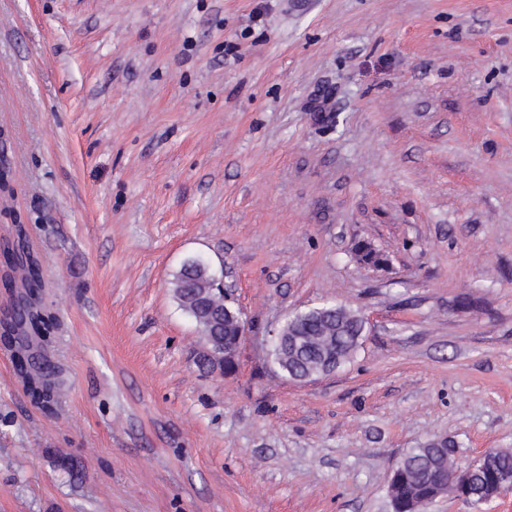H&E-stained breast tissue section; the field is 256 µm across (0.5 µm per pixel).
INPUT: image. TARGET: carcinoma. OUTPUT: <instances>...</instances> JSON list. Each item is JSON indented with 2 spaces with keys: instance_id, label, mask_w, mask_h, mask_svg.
Returning <instances> with one entry per match:
<instances>
[{
  "instance_id": "1",
  "label": "carcinoma",
  "mask_w": 512,
  "mask_h": 512,
  "mask_svg": "<svg viewBox=\"0 0 512 512\" xmlns=\"http://www.w3.org/2000/svg\"><path fill=\"white\" fill-rule=\"evenodd\" d=\"M19 264L26 273V292L19 294L10 316L0 322V344L15 351L17 365L26 381V391L31 400L41 408L51 411L57 398L55 385L49 380V366L23 357L29 348L26 333L38 334L42 341L53 328L52 316L35 306L41 288V265L36 256L25 246ZM173 291L179 307L194 320L203 340L221 339L230 344L236 339L237 327L227 318L214 320L216 312L224 313V294L220 281L208 269L193 262H185L175 274ZM304 350L300 353L283 344L273 349L271 358L286 376L310 375L317 378L331 368H341L351 362L360 347L363 336V316L343 305L328 303L318 315L294 318L293 325L285 330V337L294 339ZM453 450L444 442H432L415 449L403 458L393 471L388 493L393 512H419V509L441 495H454L477 501L492 495L498 488L502 475L512 474V452L487 451L472 464L463 468L458 477Z\"/></svg>"
}]
</instances>
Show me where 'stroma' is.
<instances>
[{"instance_id": "1", "label": "stroma", "mask_w": 512, "mask_h": 512, "mask_svg": "<svg viewBox=\"0 0 512 512\" xmlns=\"http://www.w3.org/2000/svg\"><path fill=\"white\" fill-rule=\"evenodd\" d=\"M21 237L61 387L0 346V512H392L413 449L512 451V0H0ZM189 259L249 323L232 373ZM325 302L362 344L294 382L271 333ZM172 284L179 307L194 320L205 341L218 338L224 339L226 345L234 342L237 327L226 312L224 318V303L230 305L238 322L240 345L247 335V322L240 309L231 305L229 290L225 288L223 294L220 281L215 280L206 267L194 262H184L175 274ZM215 312L221 314L220 322L214 320Z\"/></svg>"}]
</instances>
